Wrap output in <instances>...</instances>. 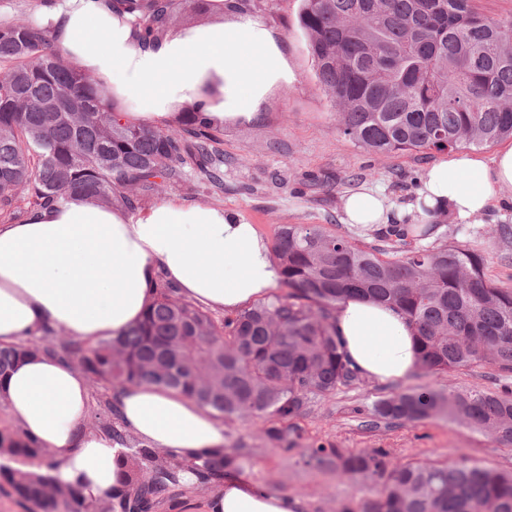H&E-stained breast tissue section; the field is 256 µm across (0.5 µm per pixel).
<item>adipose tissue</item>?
<instances>
[{
    "instance_id": "obj_1",
    "label": "adipose tissue",
    "mask_w": 512,
    "mask_h": 512,
    "mask_svg": "<svg viewBox=\"0 0 512 512\" xmlns=\"http://www.w3.org/2000/svg\"><path fill=\"white\" fill-rule=\"evenodd\" d=\"M209 0L208 20L169 31L146 46L128 12L108 0H57L41 15L64 60L94 78L102 96L125 108V120L154 128L203 113L215 128L256 121L268 96L295 73L282 35L262 16ZM512 206V144L491 159L460 152L430 164L414 197L396 207L379 189L342 199L344 221L378 227L403 217L431 224L480 220ZM187 300L227 315L279 284L269 247L237 211L175 198L132 213L84 196L0 224V346L52 331L94 342L117 337L142 318L158 277ZM336 335L362 377L406 381L417 368L414 330L392 307L368 299L339 303ZM119 420L142 445L172 453L189 470L224 444V424L188 396L150 384L118 388ZM93 397L70 363L26 356L0 382V405L23 439L49 448L52 475L93 501L124 490V447L87 421ZM201 512H304L299 497L226 479Z\"/></svg>"
}]
</instances>
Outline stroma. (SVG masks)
Here are the masks:
<instances>
[{
  "label": "stroma",
  "mask_w": 512,
  "mask_h": 512,
  "mask_svg": "<svg viewBox=\"0 0 512 512\" xmlns=\"http://www.w3.org/2000/svg\"><path fill=\"white\" fill-rule=\"evenodd\" d=\"M301 0H274L265 14L285 38L288 61L296 73L291 86L262 105L260 121L248 126L225 123L219 147L224 153V184L214 186L197 171H188L175 185L142 196L141 207L174 197L233 209L274 241L282 224H332L337 232L367 239L366 231L344 224L341 199L363 186L378 187L396 204L409 202L418 175L438 153L376 155L340 135L338 114L320 88L308 52V39L298 22ZM512 225V210L494 211L482 221H442L433 237L437 244L466 245L486 259V273L497 284L512 288V238L499 233ZM455 383L466 389L496 390L495 372L475 367L454 378L415 372L402 386L367 380L335 394L310 400L298 424L306 442H331L342 448H385L394 461L444 460L464 457L482 465L512 471V446L496 442L471 428L435 417L412 425H364L359 410L398 389L441 388ZM256 419L224 428L225 448H239L250 459L236 473L244 481L304 499L307 512H336L348 500L370 496L369 486L287 458L268 442Z\"/></svg>",
  "instance_id": "stroma-1"
}]
</instances>
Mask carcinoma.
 <instances>
[{"label": "carcinoma", "mask_w": 512, "mask_h": 512, "mask_svg": "<svg viewBox=\"0 0 512 512\" xmlns=\"http://www.w3.org/2000/svg\"><path fill=\"white\" fill-rule=\"evenodd\" d=\"M138 12L156 40L176 22V0H112ZM299 25L340 133L376 154L443 152L512 137V16L481 13L475 0H302ZM0 211L14 215L72 194L136 207L191 166L223 182L215 129L189 112L178 131L123 120L96 82L70 66L51 31L0 22ZM433 224H389L366 243L323 224H284L274 255L281 293L216 321L159 280L143 319L117 338L82 342L54 332L0 347V380L32 352L63 358L111 387L147 383L179 390L226 422L257 418L269 442L299 461L372 485L374 495L337 512H512V472L465 459L399 464L385 448L357 452L303 445L296 419L311 396L364 381L336 337L337 305L360 294L403 314L416 331L418 368L448 376L489 366L512 378V289L485 273L481 254L424 245ZM378 420L451 421L512 445V386L497 391L411 388L358 410ZM125 490L96 501L56 483L49 450L0 427V489L30 512H153L180 484L183 464L129 445ZM248 457L220 448L199 458V484L224 478Z\"/></svg>", "instance_id": "carcinoma-1"}]
</instances>
